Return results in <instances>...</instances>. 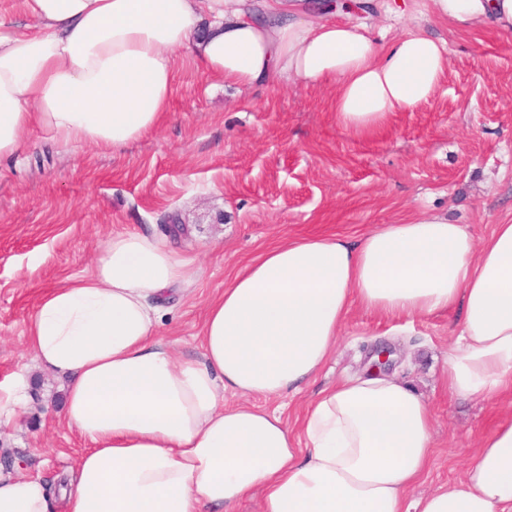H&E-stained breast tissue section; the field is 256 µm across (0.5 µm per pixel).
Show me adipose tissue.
<instances>
[{"mask_svg": "<svg viewBox=\"0 0 512 512\" xmlns=\"http://www.w3.org/2000/svg\"><path fill=\"white\" fill-rule=\"evenodd\" d=\"M36 31L0 22V159L33 125L119 149L157 128L174 54L190 50L225 84L335 80L337 124L362 135L427 101L448 45L418 30L382 43L371 24L333 20L327 0H24ZM458 29L512 30V0H428ZM199 266L168 239L118 233L91 274L43 294L28 344L65 378L62 419L91 448L66 512H512V419L465 459L451 487L410 499L433 455L434 415L396 377L320 390L291 429L282 408L225 394L299 393L334 353L353 306L415 317L460 312L442 380L492 400L512 387V224L483 240L426 216L358 239L305 236L247 264L207 309L201 360L155 337L158 299L194 287ZM38 480L0 468V512H48Z\"/></svg>", "mask_w": 512, "mask_h": 512, "instance_id": "1", "label": "adipose tissue"}]
</instances>
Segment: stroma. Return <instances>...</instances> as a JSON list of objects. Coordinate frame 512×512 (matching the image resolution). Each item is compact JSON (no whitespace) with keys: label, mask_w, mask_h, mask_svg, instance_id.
I'll use <instances>...</instances> for the list:
<instances>
[{"label":"stroma","mask_w":512,"mask_h":512,"mask_svg":"<svg viewBox=\"0 0 512 512\" xmlns=\"http://www.w3.org/2000/svg\"><path fill=\"white\" fill-rule=\"evenodd\" d=\"M404 3L403 16L379 17L376 38L421 29L447 42L448 65L429 100L375 135L337 126L335 81L247 90L180 50L170 107L153 133L112 150L33 126L24 149L0 160V382L24 364L31 377L27 405L0 425V465L44 483L50 512H64L60 485L89 444L60 417L62 383L35 366L27 329L41 295L90 272L112 234L186 227L175 244L202 275L190 293L163 302L156 336L178 359L197 360L208 303L273 245L314 234L355 239L431 214L480 239L512 223V31H460L424 15V0ZM458 320L454 309L407 318L353 307L334 357L287 398L289 424L319 390L365 374L374 346L390 345L393 373L436 420L433 462L411 495L452 485L466 452L512 413V390L488 402L444 386Z\"/></svg>","instance_id":"stroma-1"}]
</instances>
